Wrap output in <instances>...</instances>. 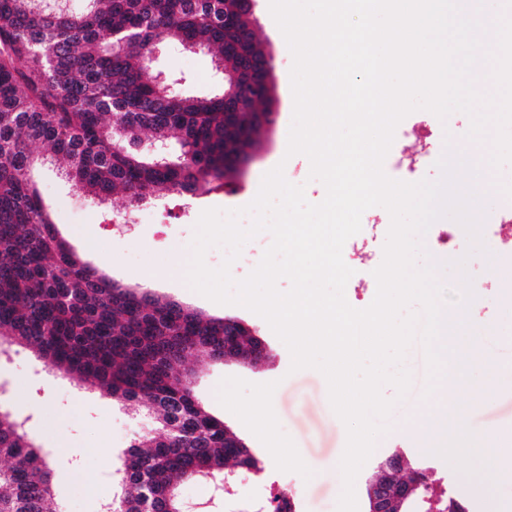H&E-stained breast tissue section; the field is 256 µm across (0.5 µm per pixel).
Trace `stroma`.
<instances>
[{"instance_id":"stroma-1","label":"stroma","mask_w":512,"mask_h":512,"mask_svg":"<svg viewBox=\"0 0 512 512\" xmlns=\"http://www.w3.org/2000/svg\"><path fill=\"white\" fill-rule=\"evenodd\" d=\"M254 18L261 44L274 58L276 121L271 130L262 133L253 161L228 185L192 198L170 192L157 194L140 204L141 220L126 226L111 221L112 215L128 206L124 193H114L107 204L95 203L76 193L58 167L50 164L38 169L35 181L61 235L112 280L145 288L159 298L211 316L238 317L268 345V359L254 367L188 360L195 392L205 408L254 448L265 460L266 469L260 474L240 472L235 495L219 500L209 483L184 482L179 488L183 504L195 506L196 512H245L248 506L261 503L270 487L279 486L293 494L297 512H337L343 482L334 461L346 445V428L331 407L325 378L313 369L291 371L289 350L262 317L241 306L210 301L194 291L180 272L190 261L202 211L248 205L257 195L264 174L274 167L283 166L289 182L304 185L308 201L318 203L326 195L324 185L309 177L308 158L285 154L294 107L290 79L293 58L270 14L269 0H256ZM153 68L181 77V89L189 94H214L222 88L213 57L206 51L168 43ZM468 128L469 119L462 113L452 114L444 122L426 110L409 114L396 128L383 163L385 173L396 177L395 158L419 152L423 158L408 175V182L438 180L441 173L436 162L444 152L445 134H452L460 143ZM363 222L371 251L353 263L354 285L345 291L347 302L356 309L367 308L376 296L373 272L383 260L391 217L385 208L376 206L365 211ZM455 254L466 257L467 262L464 270L442 273L450 292L459 291L465 274L471 277L473 287H480L491 274L490 256L470 250L463 235L456 241ZM486 367L483 359L469 366V381L477 396L463 424L473 433L512 429V387L485 392ZM265 391L275 394L268 406L261 401ZM453 391V379L445 377L431 397L418 391L398 401L390 415L389 431L379 439L356 478V494H363L379 457L397 450L425 472L434 491L450 490L465 504L479 503L481 512H512L511 480L498 479L492 492H485L483 483L465 482L459 477L461 469L471 466V458L451 447L431 449L422 444V430L431 420L444 419ZM259 406L265 407L267 422L257 432L250 418ZM0 410L23 421L28 435L44 448L62 512H102L107 501L105 490L116 478L122 451L134 438L152 436L156 429L147 411L122 407L100 390L79 388L23 350L0 356Z\"/></svg>"}]
</instances>
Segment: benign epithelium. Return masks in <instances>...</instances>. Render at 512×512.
<instances>
[{
	"label": "benign epithelium",
	"instance_id": "benign-epithelium-1",
	"mask_svg": "<svg viewBox=\"0 0 512 512\" xmlns=\"http://www.w3.org/2000/svg\"><path fill=\"white\" fill-rule=\"evenodd\" d=\"M379 466L386 479L371 482L365 487V512H406L404 507L413 501L410 493L420 485L422 476L417 473L414 480H409L406 463L396 454L383 457Z\"/></svg>",
	"mask_w": 512,
	"mask_h": 512
}]
</instances>
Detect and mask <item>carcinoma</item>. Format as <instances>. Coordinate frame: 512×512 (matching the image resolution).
<instances>
[{
    "label": "carcinoma",
    "instance_id": "1",
    "mask_svg": "<svg viewBox=\"0 0 512 512\" xmlns=\"http://www.w3.org/2000/svg\"><path fill=\"white\" fill-rule=\"evenodd\" d=\"M0 0V336L49 368L126 406H145L156 435L122 453L116 512H179L186 480H222L264 462L182 383L187 357L265 358L256 331L138 293L92 267L59 235L33 180L54 159L79 193L104 203L122 190L136 207L161 190L222 187L233 158L258 147L266 55L242 0ZM217 52L223 82L240 89L185 95L151 65L155 38ZM174 143L162 162L142 135ZM44 152L37 154L32 146ZM0 512H59L46 455L24 424L0 412Z\"/></svg>",
    "mask_w": 512,
    "mask_h": 512
}]
</instances>
